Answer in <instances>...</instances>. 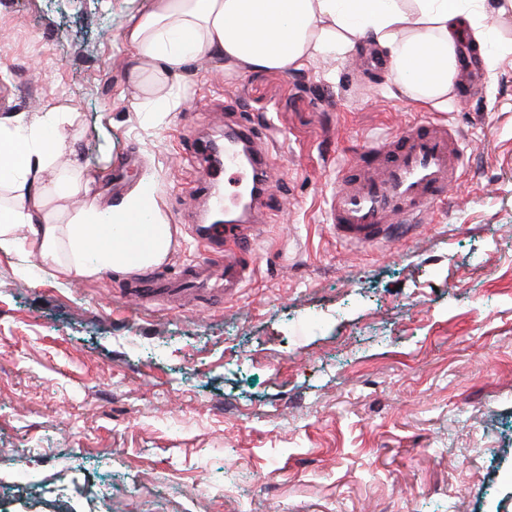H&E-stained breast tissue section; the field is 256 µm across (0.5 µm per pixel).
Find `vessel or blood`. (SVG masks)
I'll return each mask as SVG.
<instances>
[{
    "instance_id": "1",
    "label": "vessel or blood",
    "mask_w": 512,
    "mask_h": 512,
    "mask_svg": "<svg viewBox=\"0 0 512 512\" xmlns=\"http://www.w3.org/2000/svg\"><path fill=\"white\" fill-rule=\"evenodd\" d=\"M268 151L246 122L224 133V163L246 172L247 187L256 191L267 173ZM461 137L452 128L429 118L407 126L396 137L380 138L341 169L327 210L337 239L352 246L393 242L397 225L420 223L445 205L449 189L462 182ZM208 256L183 267L173 277L141 281L133 291L140 305L168 302L199 285L209 291V303L237 296L254 269L256 239L253 226L200 224Z\"/></svg>"
}]
</instances>
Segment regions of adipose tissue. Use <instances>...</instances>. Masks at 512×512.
Here are the masks:
<instances>
[{
  "label": "adipose tissue",
  "mask_w": 512,
  "mask_h": 512,
  "mask_svg": "<svg viewBox=\"0 0 512 512\" xmlns=\"http://www.w3.org/2000/svg\"><path fill=\"white\" fill-rule=\"evenodd\" d=\"M461 0H143L126 20L122 41L136 60L149 64L152 79L138 88L170 106L178 98L168 81L198 58L223 60L225 73L300 70L342 50L379 52L398 75L404 95L444 109L462 84L456 45L463 34ZM65 116L48 112L27 121L24 114L0 116V176L14 204L0 203V252H37L45 266L91 277L101 270H143L169 252L171 228L151 224L149 248L114 237L111 224H129L148 192L137 186L114 206L110 223L89 206L73 222H51L49 196L89 194L79 178L60 181L55 160L75 154L62 127ZM35 226L33 236L19 229Z\"/></svg>",
  "instance_id": "adipose-tissue-1"
}]
</instances>
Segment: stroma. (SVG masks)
<instances>
[{"instance_id":"1","label":"stroma","mask_w":512,"mask_h":512,"mask_svg":"<svg viewBox=\"0 0 512 512\" xmlns=\"http://www.w3.org/2000/svg\"><path fill=\"white\" fill-rule=\"evenodd\" d=\"M141 0H0V116L66 112L103 210L144 179L172 226L152 274L204 259L195 157L254 116L271 145L239 296L142 307L141 272L0 253V512H512V20L435 113L466 176L433 222L349 247L339 167L426 109L362 55L300 71L195 60L157 117L119 34Z\"/></svg>"}]
</instances>
